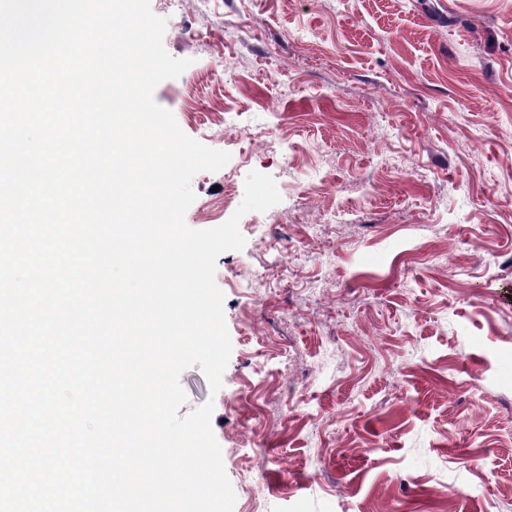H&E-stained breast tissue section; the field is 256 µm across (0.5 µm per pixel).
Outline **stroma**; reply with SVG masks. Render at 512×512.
<instances>
[{"mask_svg": "<svg viewBox=\"0 0 512 512\" xmlns=\"http://www.w3.org/2000/svg\"><path fill=\"white\" fill-rule=\"evenodd\" d=\"M151 9L190 61L156 102L231 155L186 224L288 185L217 259L221 389L179 378L234 512H512V0Z\"/></svg>", "mask_w": 512, "mask_h": 512, "instance_id": "stroma-1", "label": "stroma"}]
</instances>
